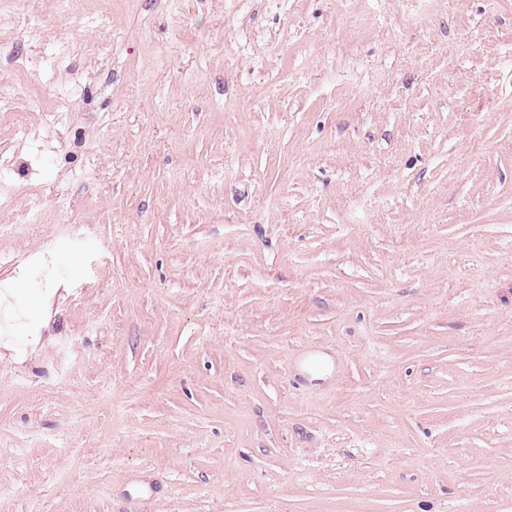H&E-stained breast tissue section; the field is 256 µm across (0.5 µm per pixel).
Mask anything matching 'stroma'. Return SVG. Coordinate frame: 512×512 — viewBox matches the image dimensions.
Instances as JSON below:
<instances>
[{
    "mask_svg": "<svg viewBox=\"0 0 512 512\" xmlns=\"http://www.w3.org/2000/svg\"><path fill=\"white\" fill-rule=\"evenodd\" d=\"M0 95V512H512V0H0Z\"/></svg>",
    "mask_w": 512,
    "mask_h": 512,
    "instance_id": "stroma-1",
    "label": "stroma"
}]
</instances>
